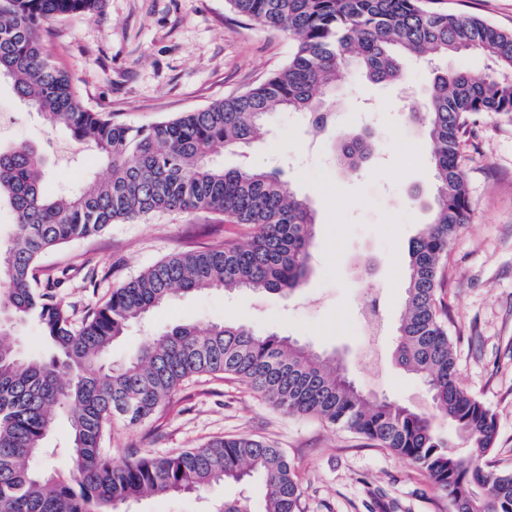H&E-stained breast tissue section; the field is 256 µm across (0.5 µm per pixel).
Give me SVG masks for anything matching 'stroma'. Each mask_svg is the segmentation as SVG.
Here are the masks:
<instances>
[{
    "label": "stroma",
    "instance_id": "1",
    "mask_svg": "<svg viewBox=\"0 0 512 512\" xmlns=\"http://www.w3.org/2000/svg\"><path fill=\"white\" fill-rule=\"evenodd\" d=\"M465 17L478 16L512 31V0H447ZM43 45L74 79L91 109L115 121L147 126L243 93L281 69L295 42L286 33L240 19L227 0H104L93 17L51 21ZM428 72L408 67L401 84H372L349 72L336 92L333 137L356 130L363 107L376 114L378 157L362 172L343 173L325 152H309L302 120L275 111L264 138L214 161L231 169L248 162L278 170L315 211L313 270L293 298L249 290L175 296L146 324L131 325L112 345L107 364L125 361L150 333L174 324L241 323L276 332L312 349L342 356L366 391L426 406L421 383L396 367L390 347L403 304L408 247L429 222L435 189L431 144L406 120L407 96L424 94ZM0 109L12 123L0 143L26 142L52 160L49 192L83 188L102 168L94 151L51 130L43 115L0 83ZM472 220L448 251L440 297L456 348L461 384L496 416L492 465L512 472V113L480 114L463 134L458 155ZM248 239L245 228L210 213L164 214L115 224L104 234L63 245L43 256L40 274L66 270L59 290L77 314L107 300L113 288L171 253ZM382 297L379 359L369 365L357 320L367 290ZM255 434L288 456L302 486V512H448L429 479L390 451L340 427L286 415L243 385L202 376L185 382L153 420L115 425L105 445L114 459L129 449L166 455L214 438ZM247 496L264 512L260 485L217 484L203 497L148 496L138 512H207L211 502Z\"/></svg>",
    "mask_w": 512,
    "mask_h": 512
}]
</instances>
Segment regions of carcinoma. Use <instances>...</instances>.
Segmentation results:
<instances>
[{"mask_svg":"<svg viewBox=\"0 0 512 512\" xmlns=\"http://www.w3.org/2000/svg\"><path fill=\"white\" fill-rule=\"evenodd\" d=\"M233 12L296 41L288 63L254 88L178 118L134 127L89 108L43 47L51 20L90 17L101 0H0V77L41 111L49 127L92 148L106 171L71 194L45 188L46 160L28 143L0 148V206L15 223L0 232V512H129L150 495L200 493L213 484L258 479L265 512H301L302 488L282 449L256 435H235L165 455L117 462L104 446L112 425L153 419L187 379L236 380L278 410L317 418L386 448L422 471L451 512H512V473L487 464L495 414L463 389L440 299L441 261L470 222L466 180L457 161L469 118L512 112V32L462 18L442 0H228ZM477 50L487 72L448 70L436 60ZM431 63L429 95L407 112L432 142L436 191L430 224L408 250L404 311L393 361L424 385L432 411L367 397L340 363L275 333L236 324H177L150 335L124 363L102 356L127 328L173 295L246 288L289 296L310 274L315 213L275 171L226 170L211 156L257 139L277 109L331 122L336 82L351 63L374 83L401 78L402 60ZM336 166L356 170L373 153L368 132L333 149ZM210 211L250 230L243 245L179 251L112 289L75 322L57 289L67 272L36 286L41 257L113 224L169 212ZM35 322L53 348L26 354L17 328ZM66 416L68 465L35 468L54 453L47 439ZM214 512H251L244 497Z\"/></svg>","mask_w":512,"mask_h":512,"instance_id":"1","label":"carcinoma"}]
</instances>
